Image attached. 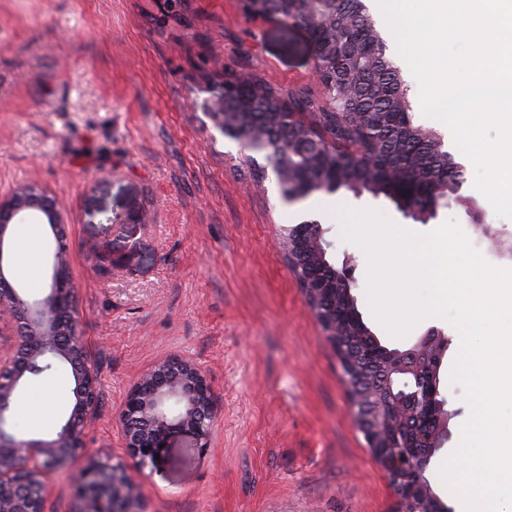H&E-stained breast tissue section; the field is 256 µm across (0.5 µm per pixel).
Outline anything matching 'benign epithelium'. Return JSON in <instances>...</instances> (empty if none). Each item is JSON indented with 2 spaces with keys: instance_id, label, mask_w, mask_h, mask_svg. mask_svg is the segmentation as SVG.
I'll return each mask as SVG.
<instances>
[{
  "instance_id": "benign-epithelium-1",
  "label": "benign epithelium",
  "mask_w": 512,
  "mask_h": 512,
  "mask_svg": "<svg viewBox=\"0 0 512 512\" xmlns=\"http://www.w3.org/2000/svg\"><path fill=\"white\" fill-rule=\"evenodd\" d=\"M214 92L218 96L212 113L219 117V130L237 139L250 161L253 154L265 152L267 146L224 126L220 108L224 81ZM31 219L49 225L53 235L51 288L35 298L12 284L4 261L10 225ZM74 295L61 208L40 185L28 183L10 200L0 201V320L12 322L16 330L14 343L7 351L0 350V512H46L50 495L46 476L54 470L69 471L85 450L99 390L87 342L74 316ZM44 364L68 370L73 403L52 437L23 438L11 426L15 395L21 382ZM421 393L419 389L389 403L371 387H350L357 424L394 487L400 512H423L410 504L417 491L430 492L426 471L434 449L399 448L390 434L395 422L419 413ZM212 416V392L203 372L186 359L167 357L145 370L127 396L123 409L127 453L143 468L155 462L157 449L175 432L191 435L197 447L206 448ZM71 480L78 501L75 512H139L140 484L120 464L90 459Z\"/></svg>"
}]
</instances>
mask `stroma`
I'll return each mask as SVG.
<instances>
[{
    "instance_id": "35a3bbf8",
    "label": "stroma",
    "mask_w": 512,
    "mask_h": 512,
    "mask_svg": "<svg viewBox=\"0 0 512 512\" xmlns=\"http://www.w3.org/2000/svg\"><path fill=\"white\" fill-rule=\"evenodd\" d=\"M281 93L319 100L314 52L300 26L245 15L239 0H0V200L38 181L66 207L75 315L99 385L86 455L132 468L143 512H399L398 498L354 423L336 352L290 271L282 230L321 225L333 256H351L363 320L388 348L412 347L450 322L424 318L392 336L374 316L365 249L346 213L372 209L428 233L447 220L500 218L474 186L462 153L460 194L420 224L388 199L346 191L282 202L274 178L255 182L239 143L209 111L215 64ZM8 232L9 278L34 295L49 287L48 225L30 261ZM439 391L452 416L430 462L434 493L463 499L440 474L471 416L450 372ZM180 356L205 374L215 418L208 447L172 434L156 464L136 468L121 414L140 374ZM52 367L20 388L16 433L46 438L72 402Z\"/></svg>"
}]
</instances>
